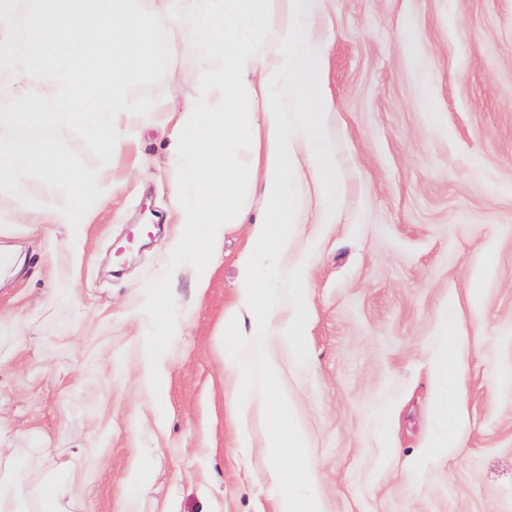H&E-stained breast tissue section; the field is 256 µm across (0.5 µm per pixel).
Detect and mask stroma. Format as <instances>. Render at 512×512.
<instances>
[{"label":"stroma","mask_w":512,"mask_h":512,"mask_svg":"<svg viewBox=\"0 0 512 512\" xmlns=\"http://www.w3.org/2000/svg\"><path fill=\"white\" fill-rule=\"evenodd\" d=\"M315 28L345 195L335 223L298 227L296 248L316 243L310 368L271 346L312 470L298 492L321 512H512V0H324ZM217 65L187 45L149 93L180 107ZM166 118L106 165L117 192L79 229L0 197V251L19 259L0 284V451L31 512L50 483L66 512H275L278 416L235 409L224 370L250 227L229 225L198 289L172 250ZM450 305L461 416L441 450L431 343ZM168 311L157 396L141 365Z\"/></svg>","instance_id":"obj_1"}]
</instances>
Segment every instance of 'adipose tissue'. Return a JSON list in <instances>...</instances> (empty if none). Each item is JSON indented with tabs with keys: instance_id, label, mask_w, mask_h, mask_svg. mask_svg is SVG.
Wrapping results in <instances>:
<instances>
[{
	"instance_id": "adipose-tissue-1",
	"label": "adipose tissue",
	"mask_w": 512,
	"mask_h": 512,
	"mask_svg": "<svg viewBox=\"0 0 512 512\" xmlns=\"http://www.w3.org/2000/svg\"><path fill=\"white\" fill-rule=\"evenodd\" d=\"M145 7L167 21L168 48L198 43L219 61L201 84L181 90L182 105L168 116L170 164L191 187L190 195L172 202L175 223L185 227L174 248L195 257L202 288L222 254L226 226L251 225L238 281V302L251 328L225 367L242 384L240 405L257 399L284 409L270 342L279 340L294 357L303 354L300 291L308 257L288 258L301 221L299 198L312 192L319 203L316 223L332 224L344 193L336 147L319 121L328 106L324 48L307 26L322 0H146ZM187 17L194 21L189 29L182 24ZM261 261L282 288L262 285ZM176 330L172 316L162 317L147 347L141 382L158 395L166 389L163 343ZM435 354L436 409L450 424L457 418V392L446 333L436 336ZM266 445L287 449L290 459L288 467L271 469L283 488L275 512H319L312 498L296 492L310 479L302 433L285 419Z\"/></svg>"
}]
</instances>
